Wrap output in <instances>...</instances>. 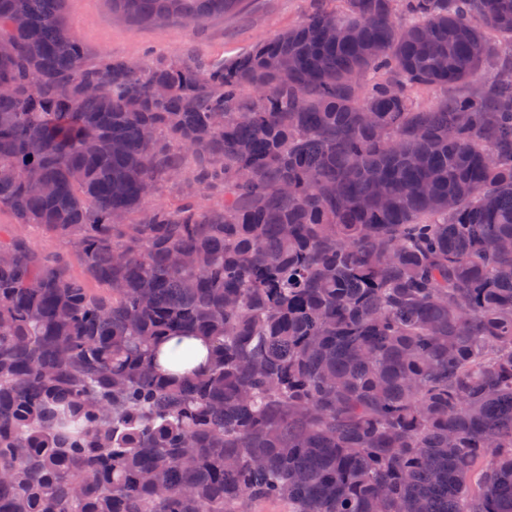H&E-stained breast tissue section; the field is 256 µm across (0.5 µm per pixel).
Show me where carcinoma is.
Returning <instances> with one entry per match:
<instances>
[{"label":"carcinoma","instance_id":"obj_1","mask_svg":"<svg viewBox=\"0 0 512 512\" xmlns=\"http://www.w3.org/2000/svg\"><path fill=\"white\" fill-rule=\"evenodd\" d=\"M336 2L146 65L0 0V512H512V0ZM25 235L34 248L44 253L65 254L71 253L74 249L67 241L48 235L42 231L26 229ZM160 360L164 368L179 374L202 372L206 369L209 360V342L201 336H184L163 340L158 346ZM189 353L178 365H171L169 358L174 354Z\"/></svg>","mask_w":512,"mask_h":512}]
</instances>
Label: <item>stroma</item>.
<instances>
[{"label":"stroma","instance_id":"35a3bbf8","mask_svg":"<svg viewBox=\"0 0 512 512\" xmlns=\"http://www.w3.org/2000/svg\"><path fill=\"white\" fill-rule=\"evenodd\" d=\"M309 9L310 0H245L239 10L199 26L136 24L113 16L110 0H65L63 16L92 58L109 54L150 63L194 56L215 62L299 24Z\"/></svg>","mask_w":512,"mask_h":512}]
</instances>
